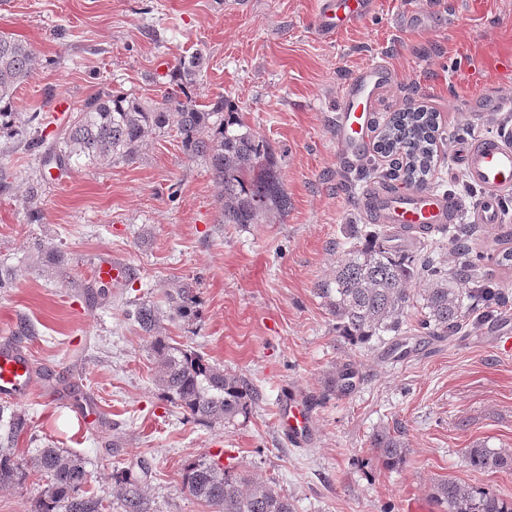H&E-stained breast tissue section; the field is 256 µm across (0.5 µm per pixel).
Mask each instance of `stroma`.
Wrapping results in <instances>:
<instances>
[{
    "mask_svg": "<svg viewBox=\"0 0 512 512\" xmlns=\"http://www.w3.org/2000/svg\"><path fill=\"white\" fill-rule=\"evenodd\" d=\"M0 0V34L30 44L33 74L19 86L13 132H0V344L19 345L32 363L30 391L15 399L27 427L17 452L52 443L77 452L92 474L87 494L104 512H123L113 472L142 478L145 512H212L182 488L184 463L220 455L222 463L273 483L297 512H439L431 488L443 478L512 497V466L473 470L466 448L512 454V301L467 323L453 339L418 328L405 346L356 344L341 337L317 293L348 247V229L367 221L361 194L395 168L378 152L395 113L436 111L429 187L463 208L457 158L467 141L512 123V0H376L362 23L324 40L317 0ZM420 13L418 25L403 17ZM202 54L196 103L221 94L269 141L291 205L276 224L222 223L219 189L202 159L175 132L151 135L132 161L73 156L42 162L28 134L62 137L85 99L121 91L158 99L178 60ZM383 63L389 78L367 104L365 148L346 162L336 137L344 83ZM73 110L57 111V95ZM40 183L36 205L28 190ZM507 225H473L466 255L447 240L445 268L461 261L512 297V267L494 258ZM103 260L133 281L95 286ZM193 288L197 313L173 317L168 293ZM154 306L160 334L249 382V413L224 425L187 419L157 383L159 365L131 311ZM28 334H21V327ZM353 363L356 390L339 397L330 380ZM311 415L307 444L293 446L279 426L290 394ZM95 407V423L80 411ZM400 434L405 464L386 469L370 441ZM47 480L0 486V512H32Z\"/></svg>",
    "mask_w": 512,
    "mask_h": 512,
    "instance_id": "1",
    "label": "stroma"
}]
</instances>
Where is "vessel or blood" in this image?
I'll use <instances>...</instances> for the list:
<instances>
[{"label": "vessel or blood", "mask_w": 512, "mask_h": 512, "mask_svg": "<svg viewBox=\"0 0 512 512\" xmlns=\"http://www.w3.org/2000/svg\"><path fill=\"white\" fill-rule=\"evenodd\" d=\"M374 0H320L317 29L324 38L350 28L369 16ZM386 68L373 64L360 70L347 86L338 106L337 136L345 147L346 159L356 158L364 146V104L383 85ZM458 160L481 197L469 210L473 224H504L508 218L503 204L512 197V130L503 129L476 137L464 144ZM363 207L370 220L392 228H408L421 234L438 232L442 225L457 223L460 208L449 194L434 190L394 193L380 185L367 188ZM32 382L28 357L17 347L0 346V397L14 398ZM289 440L302 441L308 432V414L301 402L289 403L281 423Z\"/></svg>", "instance_id": "1"}]
</instances>
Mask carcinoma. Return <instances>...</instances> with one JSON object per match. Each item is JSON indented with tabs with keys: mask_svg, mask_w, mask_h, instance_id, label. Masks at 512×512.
I'll return each instance as SVG.
<instances>
[{
	"mask_svg": "<svg viewBox=\"0 0 512 512\" xmlns=\"http://www.w3.org/2000/svg\"><path fill=\"white\" fill-rule=\"evenodd\" d=\"M196 54L179 59L173 82L161 101L145 106L125 93H99L78 109L79 117L64 134L58 159L73 155L91 161H129L155 131H177L181 144L192 158L208 163L220 185L221 222L224 224H272L288 213V194L278 171L275 152L244 123L238 106L218 95L206 108L188 94L191 76L203 66ZM34 53L30 46L11 36L0 35V128L10 124V112L18 87L30 76ZM437 112L419 109L398 115L386 127L378 144L384 153H404V177L425 184L433 154ZM462 224H452L442 235L456 251H465ZM354 242L336 265L333 284L318 289L327 300L343 337L352 342L382 341L383 336L405 333L408 309L413 300L422 301L420 327L436 336H452L463 328L479 307L503 306L505 293L492 288H460L457 275L446 271L428 244L391 227L366 231L354 227ZM422 282L414 293L410 284ZM174 314L183 318L196 302L194 289L177 288L169 294ZM134 320L160 364L159 385L187 418L205 425L228 423L247 415L254 391L242 377L228 373L200 354L158 336L159 318L154 307L140 304ZM358 372L351 363L336 369L330 388L340 397L355 387ZM27 425L25 415L9 405H0V486L19 484L27 477L26 464L15 445ZM372 448L385 467L394 469L406 461L404 442L383 429L373 435ZM469 465L476 470L508 466L504 454L476 445L467 449ZM30 463L49 479L46 490L35 502L34 512H101L102 501L84 495L88 483L87 462L80 455L47 446L35 449ZM125 486L124 512H142L141 480L129 470L116 473ZM183 489L215 509V512H295L294 504L269 482L249 478L231 465L211 456L189 460L183 469ZM432 498L441 512H512V502L463 485L451 478L432 487Z\"/></svg>",
	"mask_w": 512,
	"mask_h": 512,
	"instance_id": "obj_1",
	"label": "carcinoma"
}]
</instances>
